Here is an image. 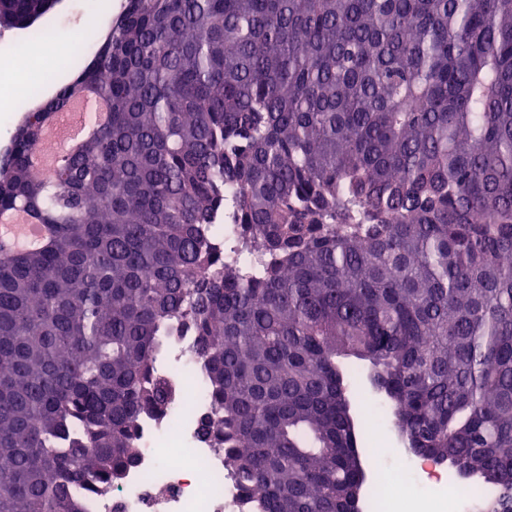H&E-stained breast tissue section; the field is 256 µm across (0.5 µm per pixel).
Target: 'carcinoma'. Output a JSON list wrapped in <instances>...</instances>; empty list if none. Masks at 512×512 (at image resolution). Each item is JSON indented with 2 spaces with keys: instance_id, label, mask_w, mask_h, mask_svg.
I'll return each mask as SVG.
<instances>
[{
  "instance_id": "cac0c4a2",
  "label": "carcinoma",
  "mask_w": 512,
  "mask_h": 512,
  "mask_svg": "<svg viewBox=\"0 0 512 512\" xmlns=\"http://www.w3.org/2000/svg\"><path fill=\"white\" fill-rule=\"evenodd\" d=\"M18 207L51 235L0 253V512L120 487L177 336L243 512L361 507L352 358L410 454L512 512V0H124L0 153ZM95 119L92 123L86 122L83 118L71 129L67 141L77 143L80 140L91 136L97 125L107 121L109 117L108 105L103 101L94 102Z\"/></svg>"
}]
</instances>
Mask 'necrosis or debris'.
I'll return each mask as SVG.
<instances>
[{
    "label": "necrosis or debris",
    "instance_id": "obj_1",
    "mask_svg": "<svg viewBox=\"0 0 512 512\" xmlns=\"http://www.w3.org/2000/svg\"><path fill=\"white\" fill-rule=\"evenodd\" d=\"M193 339L180 337L161 371L171 390L167 413L143 417L139 423L138 456L119 490L107 496H91L85 512H239L240 492L224 468V455L209 448L199 436L201 420L211 408L204 386L186 392L183 364L192 360ZM419 469L431 482L442 481V470L422 457H401L396 466L378 477L369 492L366 512H400L426 496L412 487L408 471ZM443 482V481H442Z\"/></svg>",
    "mask_w": 512,
    "mask_h": 512
}]
</instances>
